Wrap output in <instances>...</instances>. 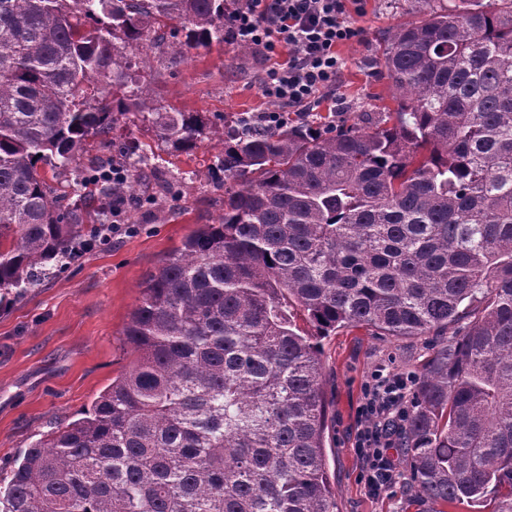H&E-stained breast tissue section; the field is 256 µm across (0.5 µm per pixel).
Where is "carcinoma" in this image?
Listing matches in <instances>:
<instances>
[{
    "mask_svg": "<svg viewBox=\"0 0 512 512\" xmlns=\"http://www.w3.org/2000/svg\"><path fill=\"white\" fill-rule=\"evenodd\" d=\"M236 2L0 0V297L75 261L86 224L112 230L134 190L112 165L172 195L122 144L80 167L88 139L114 146L116 114L175 150L207 125L143 97L116 34L171 21L181 57L224 42ZM376 68L394 112L224 141V212L148 275L132 368L13 462L3 512H334L321 351L294 305L319 336L437 337L402 431L410 483L512 512V0L390 28Z\"/></svg>",
    "mask_w": 512,
    "mask_h": 512,
    "instance_id": "obj_1",
    "label": "carcinoma"
}]
</instances>
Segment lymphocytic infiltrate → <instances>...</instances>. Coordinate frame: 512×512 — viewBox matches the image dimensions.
<instances>
[{
    "label": "lymphocytic infiltrate",
    "instance_id": "lymphocytic-infiltrate-1",
    "mask_svg": "<svg viewBox=\"0 0 512 512\" xmlns=\"http://www.w3.org/2000/svg\"><path fill=\"white\" fill-rule=\"evenodd\" d=\"M347 2L244 0L227 24L225 38L248 44L261 57L260 88L276 107L242 115V129L273 131L289 114L313 111L322 96L335 95L343 68L337 48L359 34L346 19ZM416 382L414 374L379 367L364 384L359 408L363 426L355 450L364 461L360 479L372 492L387 491L399 476L389 449L407 419Z\"/></svg>",
    "mask_w": 512,
    "mask_h": 512
}]
</instances>
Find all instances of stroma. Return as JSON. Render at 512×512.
Masks as SVG:
<instances>
[{
    "label": "stroma",
    "mask_w": 512,
    "mask_h": 512,
    "mask_svg": "<svg viewBox=\"0 0 512 512\" xmlns=\"http://www.w3.org/2000/svg\"><path fill=\"white\" fill-rule=\"evenodd\" d=\"M423 15L418 0L350 4L347 19L361 34L339 49L345 67L336 86L348 111L395 109L389 83L377 76L373 57L389 28ZM169 28L166 21L156 24L140 48L153 60L140 72L143 89L155 105L171 112H203L210 123L192 150L177 152L141 114L117 115L113 141L138 144L158 178L178 181V197L164 199L153 186L136 185L123 218L135 225L134 233L111 236L107 245L48 275L22 299L0 302L1 467H9L41 434L78 418L113 378L130 368L134 354L123 331L147 275L224 207L223 189L205 178L220 140L237 129L242 113L275 107L260 91L259 61L238 56L234 44L215 42L173 63L160 60L159 39ZM318 343L336 512H431V504L403 477L392 489L370 494L359 478L362 462L354 445L363 382L382 364L399 372L418 371L431 353L432 337L377 336L360 328L319 337Z\"/></svg>",
    "instance_id": "stroma-1"
}]
</instances>
